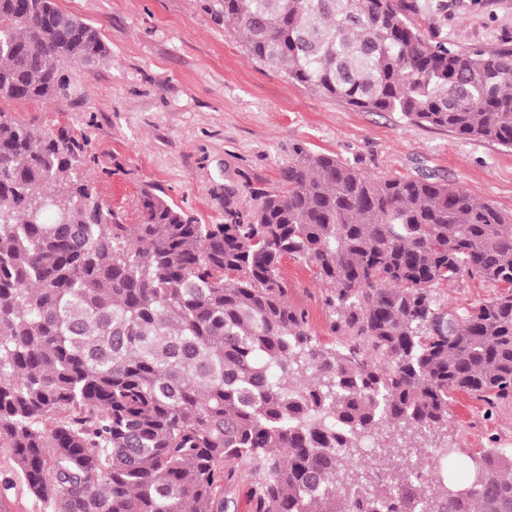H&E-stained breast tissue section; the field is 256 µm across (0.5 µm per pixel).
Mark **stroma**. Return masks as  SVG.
<instances>
[{"mask_svg":"<svg viewBox=\"0 0 512 512\" xmlns=\"http://www.w3.org/2000/svg\"><path fill=\"white\" fill-rule=\"evenodd\" d=\"M217 0H55L93 25L109 49L93 67L74 66L81 98L13 103L11 117L44 132L86 137L93 155L79 173L122 223L142 220L140 198L168 196L203 224L249 213L258 192L279 188L289 148L302 143L372 177L434 173L512 215V150L418 125L395 112H363L288 80L281 65L251 58L224 25ZM448 41L512 48V0H444ZM288 301L308 315L319 343L338 338L329 288L305 263L285 257ZM494 288L467 276L439 288L440 303L464 309ZM445 443L457 457L512 449V399L488 406L453 393ZM0 512H49L0 446Z\"/></svg>","mask_w":512,"mask_h":512,"instance_id":"1","label":"stroma"}]
</instances>
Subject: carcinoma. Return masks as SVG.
<instances>
[{
  "mask_svg": "<svg viewBox=\"0 0 512 512\" xmlns=\"http://www.w3.org/2000/svg\"><path fill=\"white\" fill-rule=\"evenodd\" d=\"M442 0H218L251 56L365 112L512 148V48L459 47ZM54 0H0V104L81 96L104 57ZM84 148L0 107V444L51 512H512V452L462 463L415 438L451 394L512 397V224L435 175L373 178L296 143L281 190L201 224L142 194L120 224ZM333 291L341 342L311 336L281 273ZM504 292L447 308L463 275ZM410 432L369 471L363 434ZM398 457L401 464L392 463ZM251 482L252 479L249 473V467L239 465L236 468L233 479L228 483H224V496L229 493L235 498L238 505V512H248V493Z\"/></svg>",
  "mask_w": 512,
  "mask_h": 512,
  "instance_id": "1",
  "label": "carcinoma"
}]
</instances>
